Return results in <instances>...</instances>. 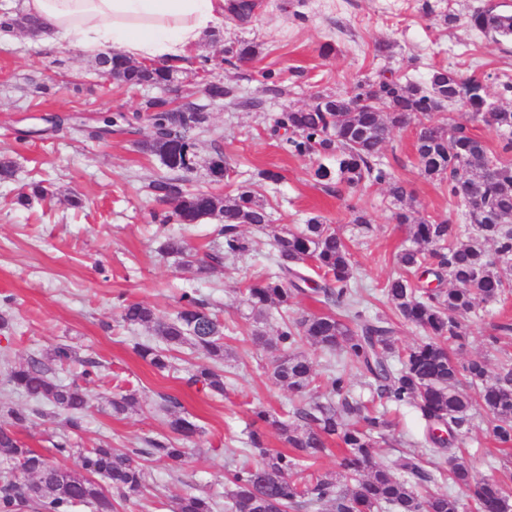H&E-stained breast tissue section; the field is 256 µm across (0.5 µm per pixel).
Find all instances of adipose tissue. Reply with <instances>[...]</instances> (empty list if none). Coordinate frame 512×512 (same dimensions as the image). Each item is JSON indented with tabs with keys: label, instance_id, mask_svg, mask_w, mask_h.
<instances>
[{
	"label": "adipose tissue",
	"instance_id": "ef3b65f1",
	"mask_svg": "<svg viewBox=\"0 0 512 512\" xmlns=\"http://www.w3.org/2000/svg\"><path fill=\"white\" fill-rule=\"evenodd\" d=\"M227 0H22L46 49L115 52L142 62L184 66L202 39L223 27Z\"/></svg>",
	"mask_w": 512,
	"mask_h": 512
}]
</instances>
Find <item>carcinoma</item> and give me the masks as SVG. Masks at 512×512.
Masks as SVG:
<instances>
[{
  "label": "carcinoma",
  "instance_id": "carcinoma-1",
  "mask_svg": "<svg viewBox=\"0 0 512 512\" xmlns=\"http://www.w3.org/2000/svg\"><path fill=\"white\" fill-rule=\"evenodd\" d=\"M472 28L512 38V14L477 9L469 17ZM240 62L254 59L258 45L239 42L228 49ZM97 68L122 88L141 85L168 87L182 69L156 63H133L119 55H102ZM197 70L206 78L209 94L222 99L235 89L211 80V63L200 57ZM460 104L483 122L498 138L496 149L463 123L444 124L432 114ZM142 111L152 113L151 135L141 150L159 158L175 177L149 183L160 209L153 219L161 224H195L217 216L223 237L222 251L207 253L193 262L191 271L205 275L227 255H242L255 240L242 227L268 239L274 249L275 270L263 274L245 289L244 302L252 314L251 341L267 348L260 324L278 318L274 348L280 358L273 368L275 383L288 389L299 407L293 420H281L265 410L256 418L272 427L291 452L271 451L264 433L251 429L247 444L257 455L250 465L227 473L229 512H288L311 497L332 503L335 512H459L460 503L436 485L471 490L473 512H512V468L476 479L464 456L447 457L453 440L469 423L473 406L489 416L490 433L501 444H512V365L503 364L492 381L484 361L460 362L449 354L453 343L466 336L465 321L480 304L498 301L509 280L502 269H512V108L489 99L484 81L462 77L444 67L432 70L423 84L404 83L394 75H381L358 85L352 97L318 95L304 108L274 118L271 135L298 155L319 157L312 178L327 187L351 192L347 205L352 224L370 230L366 213L355 201L356 193L383 187L394 202L406 189L379 158L391 132L407 120L417 121L416 157L420 174L446 184L448 202L464 207V223L446 217L416 218L400 208L392 213L398 224L412 225V245L396 255L398 273L388 280L384 293L399 320L420 329L423 339L406 349L397 346L394 324L365 314L352 283L354 264L342 233L319 216L293 231L270 223L272 206L249 186H240L224 200L208 191L190 190L183 174L193 171L197 137L208 121L205 107L182 102L170 107L148 99ZM140 124L139 113L116 112L102 117L98 129L110 135L130 131ZM211 181L228 177L224 152L218 148L207 162ZM168 256H183L188 245L181 235H168L159 247ZM310 292L336 307L334 312L290 315L295 299ZM121 318L130 326L153 328L157 343H139L136 354L163 371L171 366V353L186 345L205 354L213 365L191 373L188 383L201 385L213 395L224 394V321L193 291L179 297L173 319L162 318L154 308L127 302ZM310 344L356 370L366 379L368 397L350 394L344 373L318 377L312 360L301 351ZM69 346L55 347L47 360L36 357L8 372L12 389L40 403L30 409L8 407L9 422L0 424V512H72L79 504L96 512H116L119 503L144 488L147 473L142 455L180 462L188 449L178 443L193 437L198 426L177 411L179 403L167 398V420L177 435L148 441L149 448L117 452L106 444L71 448L67 437L53 444L56 454L75 455L78 465L66 469L52 458L30 448L18 437L19 429L42 414V407L64 413L66 426L81 428L88 408L85 388L63 383L56 370L69 364ZM325 387L327 396H317ZM136 398L121 392L112 395V413L134 407ZM410 406L424 424V439L434 461L422 467L414 456L393 462L378 460L376 448L394 423L387 406ZM341 443L337 467L346 478L312 469L331 440ZM213 499L186 492L175 499L173 512H215Z\"/></svg>",
  "mask_w": 512,
  "mask_h": 512
}]
</instances>
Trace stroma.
<instances>
[{"instance_id":"stroma-1","label":"stroma","mask_w":512,"mask_h":512,"mask_svg":"<svg viewBox=\"0 0 512 512\" xmlns=\"http://www.w3.org/2000/svg\"><path fill=\"white\" fill-rule=\"evenodd\" d=\"M487 2L260 0L252 24L227 23L221 41L205 40L198 49L199 55L218 61L220 77L236 87L237 96L209 104L190 184L232 194L257 181L260 171L277 173V182L260 188L273 205L275 224L295 228L320 216L338 227L352 241L354 285L364 297L366 314L395 321L383 288L397 272L395 254L410 243L408 225L392 221L389 197L371 188L359 200L371 228L359 232L345 200L313 180L316 157L289 153L270 136V119L310 104L318 93L353 92L385 70L422 84L440 66L465 77L480 76L491 100L512 106V40L492 38L468 23L473 9ZM449 13L455 15L454 23H445ZM239 40L258 44V55L247 63H225V48ZM272 85L281 88V95L268 94ZM157 94L154 87H116L94 70L91 60L69 49H44L22 34L0 43V158H10L16 168L13 178L0 180V313L10 317L6 335L0 337V348L9 349L0 356V408L28 403L6 382L9 365L67 344L74 355L70 371L92 359L102 373L101 381L87 387L90 408L82 430L71 438L73 447L104 441L128 451L168 435L160 410L167 395L176 397L181 414L200 428L184 462L146 458L149 487L123 502L119 512H171L173 498L188 486L224 502L225 473L255 460L242 451L254 410L278 414L295 406L288 390L270 377L277 351L250 342L252 322L242 305L244 286L272 268L269 247L225 259L203 277L185 270L177 258L161 255L158 248L168 234H184L194 249L216 246L219 219H202L187 230L153 223L156 203L146 185L168 170L157 157L139 150L151 134L147 124L107 138L88 133L103 113L136 111ZM53 115L71 122L54 129L49 121ZM218 148L230 177L216 187L205 162ZM382 161L404 183L406 203L418 215L449 214L446 188L419 174L413 128L394 131ZM35 179L45 180L47 194L32 198L29 205L17 204ZM75 194L83 199V208L70 206ZM191 290L224 317L227 379L224 395L217 398L186 382L190 371L205 365L202 354L182 348L174 369L156 370L134 351L135 343L152 338V331L119 321L125 300L148 304L172 318L180 294ZM506 322L512 323V298L481 305L467 320V336L462 347L454 348L455 357L484 358L490 375H497L502 350L512 351V335L499 336L496 347L489 338L498 336V325ZM117 389L136 394V410L113 415L110 399ZM462 440L475 477L512 466V447H503L489 434L482 415L473 416ZM410 451L424 462L432 460L423 426L406 407L377 454L386 462Z\"/></svg>"}]
</instances>
